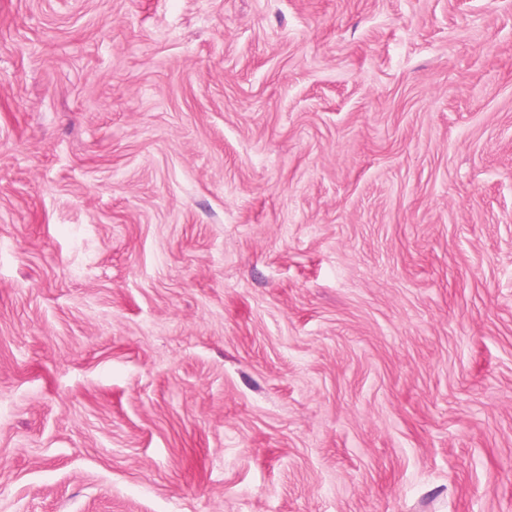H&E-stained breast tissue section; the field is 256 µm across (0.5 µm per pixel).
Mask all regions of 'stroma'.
I'll return each mask as SVG.
<instances>
[{
  "mask_svg": "<svg viewBox=\"0 0 512 512\" xmlns=\"http://www.w3.org/2000/svg\"><path fill=\"white\" fill-rule=\"evenodd\" d=\"M0 512H512V0H0Z\"/></svg>",
  "mask_w": 512,
  "mask_h": 512,
  "instance_id": "1",
  "label": "stroma"
}]
</instances>
